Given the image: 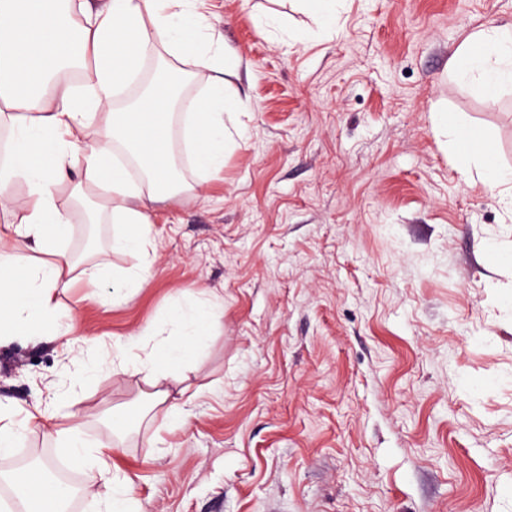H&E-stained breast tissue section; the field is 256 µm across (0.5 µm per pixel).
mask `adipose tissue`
I'll use <instances>...</instances> for the list:
<instances>
[{
  "mask_svg": "<svg viewBox=\"0 0 512 512\" xmlns=\"http://www.w3.org/2000/svg\"><path fill=\"white\" fill-rule=\"evenodd\" d=\"M202 0H0V125L10 133L11 155L0 163V347L19 337L56 341L75 335L73 311L61 310L60 293L77 282L99 287L105 266L79 265L60 240L74 214L60 205L62 188L105 197L108 217L119 227L116 249L140 251L142 266L112 275V298L146 287L156 243L150 203L175 199L183 186L171 148L174 115L183 119V138L200 162V177L223 166L230 142L225 119L246 111L227 65L224 48L211 34ZM167 56L212 71L202 93L186 98L167 82L156 83L136 108L122 112L112 102L124 82L147 59ZM85 69L80 86H60L68 66ZM454 73L464 82L489 87L512 83V28L480 30L455 52ZM132 156L140 177L117 163V151ZM478 174L490 198L512 210V167L500 165L488 142L479 141L461 165L463 178ZM23 197H15L16 184ZM38 253L18 269L14 250ZM224 298L209 289L173 299L160 324L146 328L154 344L142 348L133 337L112 346V371L132 373L147 385L143 400L181 419L182 404L171 401L167 381L182 382L218 319ZM40 407H17L0 425V455L17 447L26 433L49 420ZM18 512L48 505L58 512L71 495L68 485L46 481L28 470L13 476Z\"/></svg>",
  "mask_w": 512,
  "mask_h": 512,
  "instance_id": "obj_1",
  "label": "adipose tissue"
}]
</instances>
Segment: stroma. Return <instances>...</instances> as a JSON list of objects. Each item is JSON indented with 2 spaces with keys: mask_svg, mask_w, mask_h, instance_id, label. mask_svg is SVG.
I'll list each match as a JSON object with an SVG mask.
<instances>
[{
  "mask_svg": "<svg viewBox=\"0 0 512 512\" xmlns=\"http://www.w3.org/2000/svg\"><path fill=\"white\" fill-rule=\"evenodd\" d=\"M238 64L245 137L206 182L172 146L186 192L152 206L157 258L124 303L59 297L98 347L0 348V404L66 392L90 443L43 432L0 456L50 459L104 493L131 476L140 512H512V211L460 173L464 125L512 166V88L457 80L472 31L512 25V0H341L334 26L297 0H205ZM75 219L61 244L119 271L141 255ZM224 296L191 366L180 422L139 421L146 386L101 359L158 323L177 291ZM125 415L124 436L112 433Z\"/></svg>",
  "mask_w": 512,
  "mask_h": 512,
  "instance_id": "stroma-1",
  "label": "stroma"
}]
</instances>
